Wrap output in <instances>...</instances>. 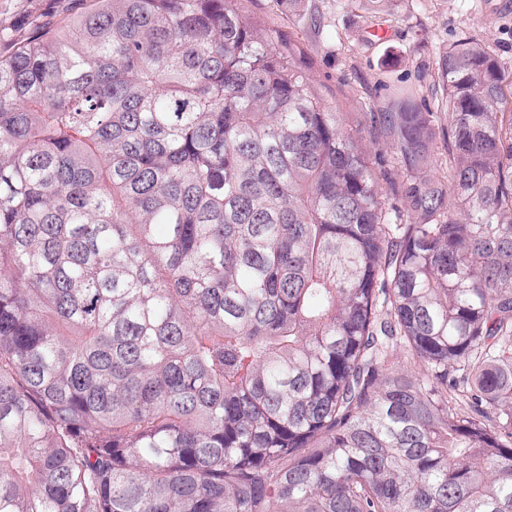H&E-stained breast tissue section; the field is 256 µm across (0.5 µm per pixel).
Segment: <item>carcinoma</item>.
<instances>
[{
	"mask_svg": "<svg viewBox=\"0 0 512 512\" xmlns=\"http://www.w3.org/2000/svg\"><path fill=\"white\" fill-rule=\"evenodd\" d=\"M438 77L350 126L240 0L0 53V512H512V69Z\"/></svg>",
	"mask_w": 512,
	"mask_h": 512,
	"instance_id": "carcinoma-1",
	"label": "carcinoma"
}]
</instances>
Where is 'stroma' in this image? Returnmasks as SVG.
<instances>
[{"label":"stroma","instance_id":"1","mask_svg":"<svg viewBox=\"0 0 512 512\" xmlns=\"http://www.w3.org/2000/svg\"><path fill=\"white\" fill-rule=\"evenodd\" d=\"M91 0H0V27L22 36L35 19L63 23ZM249 19L291 47L327 104L356 121L384 112L409 92L439 111L438 62L448 44L472 34L512 67V0H302L288 10L280 0H243ZM389 40L370 39L372 28Z\"/></svg>","mask_w":512,"mask_h":512}]
</instances>
